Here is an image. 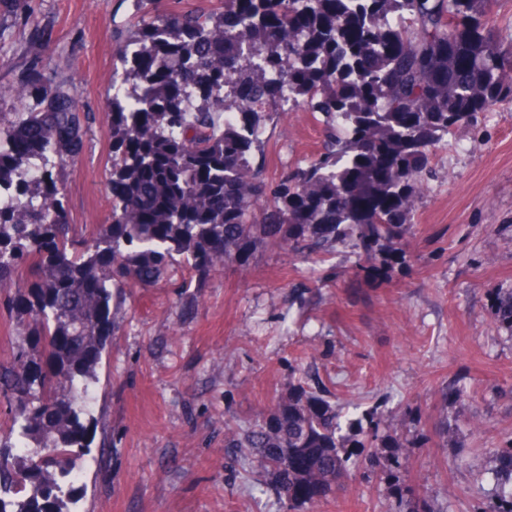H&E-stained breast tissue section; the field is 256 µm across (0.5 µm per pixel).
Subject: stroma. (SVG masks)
I'll use <instances>...</instances> for the list:
<instances>
[{
  "label": "stroma",
  "instance_id": "obj_1",
  "mask_svg": "<svg viewBox=\"0 0 512 512\" xmlns=\"http://www.w3.org/2000/svg\"><path fill=\"white\" fill-rule=\"evenodd\" d=\"M31 4L51 31V71L74 77L88 116L61 175L80 237L112 218L105 108L116 45L141 12L135 0ZM266 134L270 180L322 144L301 110ZM431 164L394 276L341 246L323 261L270 246L200 283L182 269L116 295L121 328L90 405L104 425L76 464L77 512H412L421 498L432 512H476L512 446V335L496 315L512 291V101ZM303 378L324 381V399L384 444L348 449L344 490L290 509L250 449L225 447L224 427L248 428ZM396 460L394 487L382 475Z\"/></svg>",
  "mask_w": 512,
  "mask_h": 512
}]
</instances>
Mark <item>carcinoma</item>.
Here are the masks:
<instances>
[{"label": "carcinoma", "mask_w": 512, "mask_h": 512, "mask_svg": "<svg viewBox=\"0 0 512 512\" xmlns=\"http://www.w3.org/2000/svg\"><path fill=\"white\" fill-rule=\"evenodd\" d=\"M135 2L143 14L118 47L109 97L112 223L80 241L59 179L87 117L74 79L49 72L51 36L34 9L0 0L28 32L0 83V106L16 108L0 112V185L12 187L0 198V288L25 286L9 303L28 336L0 364L12 415L0 428V512H73L65 478L100 423L82 393L119 329L114 290L177 267L202 282L276 243L307 256L342 245L390 275L433 150L512 100V35L492 21L496 0H220L168 14ZM289 109L320 115L322 147L270 184L266 125ZM497 319L512 332V294ZM340 418L300 386L227 430L224 447L256 449L288 505L315 502L346 478ZM497 468L482 512H512V448Z\"/></svg>", "instance_id": "obj_1"}]
</instances>
